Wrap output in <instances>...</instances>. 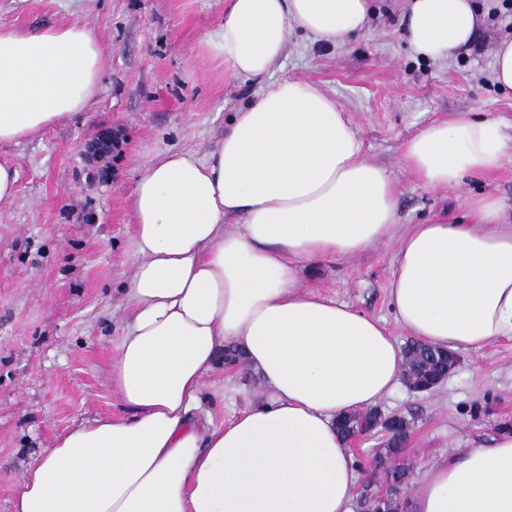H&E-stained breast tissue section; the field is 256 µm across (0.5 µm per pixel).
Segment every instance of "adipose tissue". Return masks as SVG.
<instances>
[{
	"instance_id": "obj_1",
	"label": "adipose tissue",
	"mask_w": 512,
	"mask_h": 512,
	"mask_svg": "<svg viewBox=\"0 0 512 512\" xmlns=\"http://www.w3.org/2000/svg\"><path fill=\"white\" fill-rule=\"evenodd\" d=\"M418 57L455 58L488 15L475 0H402ZM372 0H224L203 43L234 77L261 80L206 156L156 155L132 195L135 260L112 386L128 408L73 426L14 482L13 512H350L358 474L338 417L372 409L405 357L377 318L299 287L305 265L397 235L395 322L420 342L480 352L512 339V223L493 194L458 220L395 234L396 188L346 112L316 84L271 79L291 27L333 44L363 35ZM103 47L75 20L0 25V144L95 104ZM425 187L512 162V132L463 112L403 145ZM237 219L239 230L224 229ZM260 374L264 400L214 423L204 378L228 351ZM412 512H512V429L438 460Z\"/></svg>"
}]
</instances>
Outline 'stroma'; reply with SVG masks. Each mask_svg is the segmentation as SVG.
Masks as SVG:
<instances>
[{"label": "stroma", "mask_w": 512, "mask_h": 512, "mask_svg": "<svg viewBox=\"0 0 512 512\" xmlns=\"http://www.w3.org/2000/svg\"><path fill=\"white\" fill-rule=\"evenodd\" d=\"M223 18L224 0H0L1 25L36 30L79 19L105 49L96 105L0 145V161L18 171L15 201L0 203V512H12L15 478L58 436L125 412L110 371L126 320L120 290L134 259L136 180L156 154L205 153L259 91L200 50ZM511 32L512 12L492 13L473 47L432 63L409 51L396 12L380 0L366 33L344 44L291 29L277 74L317 83L348 113L367 159L393 178L399 224L460 216L468 198L482 193L501 197L511 221L512 163L492 178L433 191L401 162L404 141L430 120L468 112L512 124V94L491 79L493 42ZM102 131L117 133L119 145L91 158L88 144ZM397 247V238L386 237L361 253L319 261L302 270L300 286L381 319L406 345L387 298ZM205 382V407L218 424L266 393L260 375L235 365ZM376 409L410 422L391 459L405 469L402 489L410 491L449 450L512 427V341L459 354L432 391L403 383ZM385 441L377 429L351 452L359 483L373 482L378 492L389 489L373 479Z\"/></svg>", "instance_id": "stroma-1"}]
</instances>
